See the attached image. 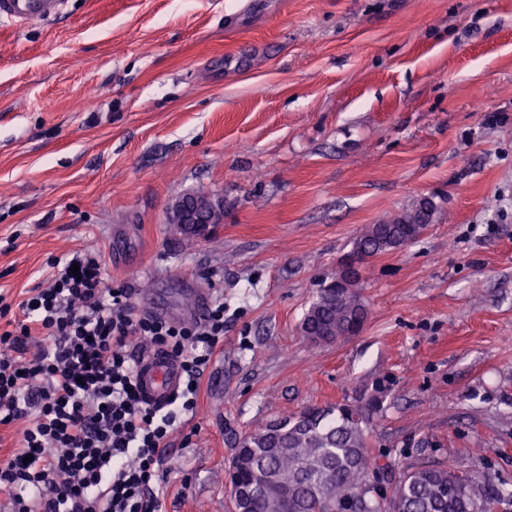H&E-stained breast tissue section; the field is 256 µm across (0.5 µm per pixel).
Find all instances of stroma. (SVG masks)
Segmentation results:
<instances>
[{
  "label": "stroma",
  "mask_w": 512,
  "mask_h": 512,
  "mask_svg": "<svg viewBox=\"0 0 512 512\" xmlns=\"http://www.w3.org/2000/svg\"><path fill=\"white\" fill-rule=\"evenodd\" d=\"M95 100H88V90ZM199 190L224 221L186 242ZM436 213L364 273L363 330L300 323L360 231ZM100 257L167 320L224 300L162 512H232L231 433L382 387L396 469L449 462L512 490V0H68L0 22V293ZM224 221V198L208 192L184 194L175 199L167 208L166 223L173 224L182 234L205 237L211 226Z\"/></svg>",
  "instance_id": "1"
}]
</instances>
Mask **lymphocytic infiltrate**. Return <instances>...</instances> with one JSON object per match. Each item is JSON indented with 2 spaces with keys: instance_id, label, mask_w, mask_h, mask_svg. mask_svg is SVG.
<instances>
[{
  "instance_id": "obj_1",
  "label": "lymphocytic infiltrate",
  "mask_w": 512,
  "mask_h": 512,
  "mask_svg": "<svg viewBox=\"0 0 512 512\" xmlns=\"http://www.w3.org/2000/svg\"><path fill=\"white\" fill-rule=\"evenodd\" d=\"M49 266L47 287L18 305L0 295V427H21L17 446L0 454V493L10 512H159L160 450L196 412L224 337V302L200 321L173 323L137 313L93 253ZM147 346L176 357L184 373L163 409L137 387V351Z\"/></svg>"
}]
</instances>
